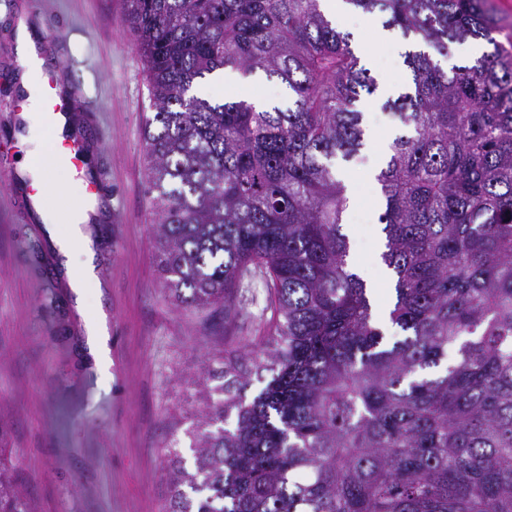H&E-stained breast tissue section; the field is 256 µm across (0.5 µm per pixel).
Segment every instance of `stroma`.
Listing matches in <instances>:
<instances>
[{
    "label": "stroma",
    "instance_id": "1",
    "mask_svg": "<svg viewBox=\"0 0 512 512\" xmlns=\"http://www.w3.org/2000/svg\"><path fill=\"white\" fill-rule=\"evenodd\" d=\"M55 27L48 69L59 72L94 112L78 113L87 167L105 198L92 230L112 336V378L102 380L81 351L65 278L41 215L27 210L9 174L25 147L11 105L18 74L0 57V430L12 448L38 512H165L169 451L192 466L189 430L194 382L209 353L224 346V312L173 304L161 290L146 194L144 122L150 116L144 62L120 0H0V42L11 41L15 13ZM352 46L386 88L399 90L405 41L396 31L345 24ZM200 97L287 102L274 79L228 70L198 88ZM368 143L345 168L352 203L343 231L362 266L374 309L390 294L380 254L378 187L367 174L378 139L394 125L372 103L364 108Z\"/></svg>",
    "mask_w": 512,
    "mask_h": 512
}]
</instances>
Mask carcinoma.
<instances>
[{
	"label": "carcinoma",
	"instance_id": "1",
	"mask_svg": "<svg viewBox=\"0 0 512 512\" xmlns=\"http://www.w3.org/2000/svg\"><path fill=\"white\" fill-rule=\"evenodd\" d=\"M486 2L345 0L408 41L375 174L389 335L342 232L339 163L378 89L351 33L321 0H122L163 290L223 308L228 354L195 381L193 470L170 452L166 512H512V47ZM470 39L493 51L443 67ZM226 68L277 79L288 106L192 93ZM258 279L264 333L235 343ZM0 512H37L2 447Z\"/></svg>",
	"mask_w": 512,
	"mask_h": 512
}]
</instances>
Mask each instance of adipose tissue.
Masks as SVG:
<instances>
[{
    "label": "adipose tissue",
    "mask_w": 512,
    "mask_h": 512,
    "mask_svg": "<svg viewBox=\"0 0 512 512\" xmlns=\"http://www.w3.org/2000/svg\"><path fill=\"white\" fill-rule=\"evenodd\" d=\"M13 35L17 55L28 60L30 66L22 78V86L28 92L31 111H38L37 76L45 67L47 59L34 35V27L27 15H18ZM88 209L85 197H77L73 211L75 217L66 228L48 225L47 231L64 259L67 272V286L75 296L77 313L85 333V345L96 370L102 376H110L112 348L109 336V316L100 307L91 308L86 304L89 293L100 292L102 282L97 274L93 240L82 220Z\"/></svg>",
    "instance_id": "obj_1"
}]
</instances>
